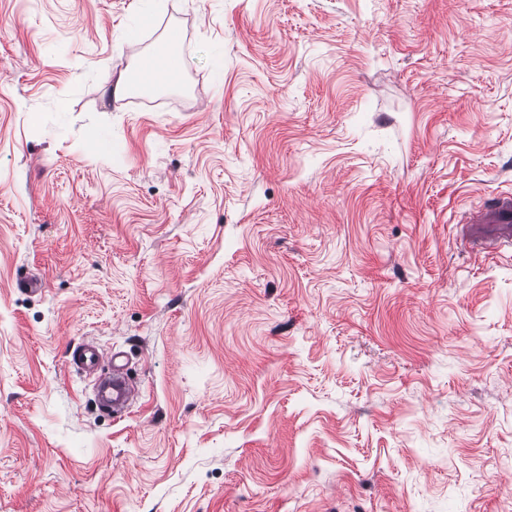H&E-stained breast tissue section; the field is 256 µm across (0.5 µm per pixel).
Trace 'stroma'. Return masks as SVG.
I'll use <instances>...</instances> for the list:
<instances>
[{
    "label": "stroma",
    "mask_w": 512,
    "mask_h": 512,
    "mask_svg": "<svg viewBox=\"0 0 512 512\" xmlns=\"http://www.w3.org/2000/svg\"><path fill=\"white\" fill-rule=\"evenodd\" d=\"M503 190L512 0H0V512H512ZM168 53L169 55L166 58L153 59L151 61L155 62L161 60L164 62V64L162 62H158L156 64L155 73H151L148 66L144 67L142 65L138 71V79L136 81L138 84L124 73L115 83L113 90L111 89L109 91V94L111 96L113 95L114 100H119L126 97L136 89H153L175 83L178 78L179 69L172 66L171 58L174 56L172 53ZM462 222L465 248L487 256L512 253V191L485 199L465 212ZM73 361L84 372H94L101 368L104 356L92 344L79 345L73 351ZM126 389L122 384H118L113 374V385L100 386L99 396L100 400L112 408V413L116 418L121 419L124 413L123 398Z\"/></svg>",
    "instance_id": "1"
}]
</instances>
